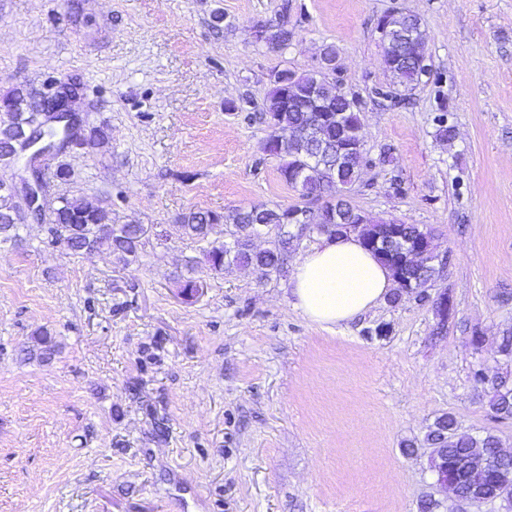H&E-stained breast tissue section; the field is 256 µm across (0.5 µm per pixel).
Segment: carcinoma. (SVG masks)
Returning <instances> with one entry per match:
<instances>
[{
    "mask_svg": "<svg viewBox=\"0 0 512 512\" xmlns=\"http://www.w3.org/2000/svg\"><path fill=\"white\" fill-rule=\"evenodd\" d=\"M413 27L411 17L399 15L391 19L390 31L381 34L382 40L392 43V50L384 53V64L394 83L409 87L428 72L426 57L419 50L402 48V35ZM257 38L272 49L288 46L293 30L285 20L275 25H257ZM329 103V112H309L306 98L312 90ZM37 96L16 87L0 96V142L15 136L22 128H36L48 141H59L63 134L43 128L42 113L36 107ZM265 120L270 128L262 142V151L280 159L281 179L299 192L295 205L267 208L263 205L238 209L233 215L237 229L233 242L225 244L210 241L204 253V269L222 273L235 267L256 266L269 274L286 272L288 260L297 253L300 224L303 218L289 219V214H305L312 204H320L322 223L316 232L329 238L355 234L377 259L392 272L396 285L403 283L414 289L431 282L443 271L444 265L434 260L428 248L412 252L406 245L423 236H432V230L417 224H404L395 219L372 217L358 209L349 200L352 186L358 182L363 159L358 155L338 154L342 136L361 125L357 103L341 91L336 81L320 77L316 71L298 74L283 68L269 79L265 99ZM323 118L318 137L309 139L298 135L316 118ZM47 182L65 179L70 175L67 164L57 158L38 164ZM43 223L51 242L74 253L106 250L127 262L137 257L143 245L144 231L140 224H113L108 211L101 204L72 199L65 195L48 206ZM224 225V215L212 211H191L181 218V235L209 241L218 227ZM262 225L271 231L269 247L256 250L251 230ZM20 217L15 198L0 188V243L19 238ZM38 350L26 351L30 357L48 359L55 351L52 338H36ZM475 384L488 387L491 393L489 407L497 420L512 419V377L505 374L487 380L485 371H473ZM428 448H439L448 462V482L467 501L481 496L500 500L512 510V455L501 453L498 438L488 433L474 436L460 429L455 416L445 413L436 418L424 438ZM478 448L486 462L483 470L474 472L456 468L459 461Z\"/></svg>",
    "mask_w": 512,
    "mask_h": 512,
    "instance_id": "1",
    "label": "carcinoma"
}]
</instances>
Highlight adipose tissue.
Listing matches in <instances>:
<instances>
[{
  "mask_svg": "<svg viewBox=\"0 0 512 512\" xmlns=\"http://www.w3.org/2000/svg\"><path fill=\"white\" fill-rule=\"evenodd\" d=\"M392 286L390 270L349 235L306 252L295 266L289 293L307 320L331 326L349 323L375 308Z\"/></svg>",
  "mask_w": 512,
  "mask_h": 512,
  "instance_id": "adipose-tissue-1",
  "label": "adipose tissue"
}]
</instances>
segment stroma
Masks as SVG:
<instances>
[{"mask_svg":"<svg viewBox=\"0 0 512 512\" xmlns=\"http://www.w3.org/2000/svg\"><path fill=\"white\" fill-rule=\"evenodd\" d=\"M395 9L420 17L430 64L399 90L377 29ZM283 12L294 38L278 50L254 28ZM329 44L369 160L351 196L432 229L444 335L411 293L313 324L288 275L252 268L179 294L204 248L178 232L183 213L298 202L260 149L269 76L318 70ZM64 76L107 137L70 149L59 193L148 233L126 265L42 224L0 243V512H419L428 497L505 512L458 506L422 442L450 413L512 451V421L471 379L512 373L496 347L512 332V0H0V93ZM44 333L54 356L27 359Z\"/></svg>","mask_w":512,"mask_h":512,"instance_id":"stroma-1","label":"stroma"}]
</instances>
